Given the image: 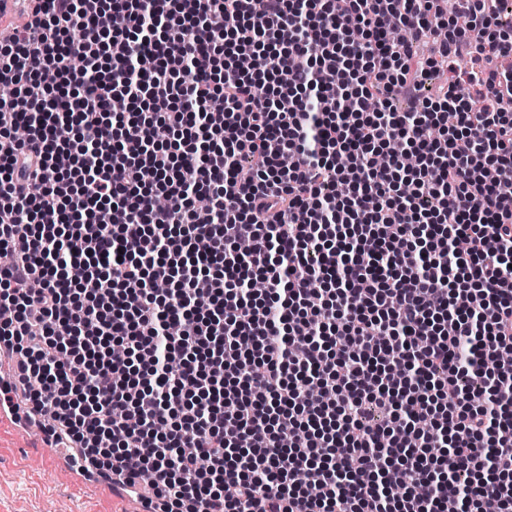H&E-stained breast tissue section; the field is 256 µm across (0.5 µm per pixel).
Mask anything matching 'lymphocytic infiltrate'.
<instances>
[{
  "label": "lymphocytic infiltrate",
  "mask_w": 512,
  "mask_h": 512,
  "mask_svg": "<svg viewBox=\"0 0 512 512\" xmlns=\"http://www.w3.org/2000/svg\"><path fill=\"white\" fill-rule=\"evenodd\" d=\"M497 4L34 0L0 345L51 445L157 512H512Z\"/></svg>",
  "instance_id": "obj_1"
}]
</instances>
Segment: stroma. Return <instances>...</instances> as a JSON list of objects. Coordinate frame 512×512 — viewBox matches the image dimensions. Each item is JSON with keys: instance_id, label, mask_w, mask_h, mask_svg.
I'll use <instances>...</instances> for the list:
<instances>
[{"instance_id": "35a3bbf8", "label": "stroma", "mask_w": 512, "mask_h": 512, "mask_svg": "<svg viewBox=\"0 0 512 512\" xmlns=\"http://www.w3.org/2000/svg\"><path fill=\"white\" fill-rule=\"evenodd\" d=\"M139 502L88 484L58 449L0 421V512H138Z\"/></svg>"}]
</instances>
